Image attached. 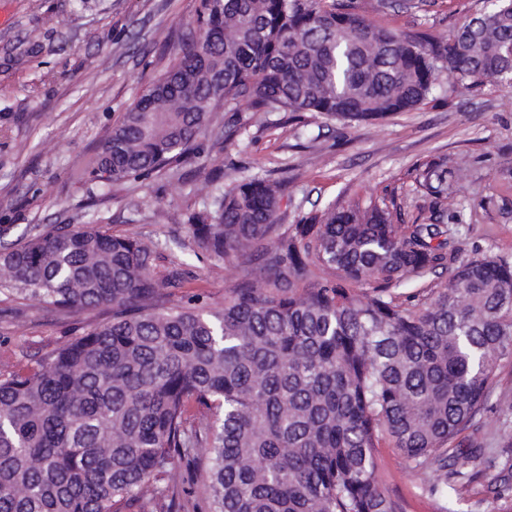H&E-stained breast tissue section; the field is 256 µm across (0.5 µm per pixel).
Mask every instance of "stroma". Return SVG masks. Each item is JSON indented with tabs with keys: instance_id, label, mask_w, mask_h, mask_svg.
I'll return each instance as SVG.
<instances>
[{
	"instance_id": "35a3bbf8",
	"label": "stroma",
	"mask_w": 512,
	"mask_h": 512,
	"mask_svg": "<svg viewBox=\"0 0 512 512\" xmlns=\"http://www.w3.org/2000/svg\"><path fill=\"white\" fill-rule=\"evenodd\" d=\"M366 0L376 26L434 40L479 13L483 0ZM199 0H0V228L6 241L30 229L94 220L113 235L153 241L156 274L184 262L176 301L199 296L221 305L237 278L230 263L196 255L191 212L213 206L207 172L221 187L250 177L283 181L279 221L297 224L331 204L388 203L402 224L428 223L434 195L428 168L448 173L453 204L442 217L459 260L512 262V89L488 80L453 90L440 81L436 101L372 122L312 112H219L201 137L192 167H174L122 185L74 183L70 170L112 127L178 52ZM237 134L222 143L227 122ZM111 315L96 309L48 312L0 294V373L23 371ZM497 385L482 426L463 431L458 448L511 443L512 360L496 367ZM380 481L401 512H512L489 470L465 501L430 494L393 448L379 449ZM207 459L179 467L181 512H208Z\"/></svg>"
}]
</instances>
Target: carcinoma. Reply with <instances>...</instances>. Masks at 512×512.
<instances>
[{"label": "carcinoma", "instance_id": "cac0c4a2", "mask_svg": "<svg viewBox=\"0 0 512 512\" xmlns=\"http://www.w3.org/2000/svg\"><path fill=\"white\" fill-rule=\"evenodd\" d=\"M360 0H199L194 39L71 171L120 185L190 163L212 114L315 112L372 120L465 89L512 87V0L446 42L373 25ZM281 182L241 181L194 211L196 246L243 273L224 306L178 304L156 245L55 224L0 251V294L112 319L25 373L0 377V512H179L162 487L209 459V512H400L376 448L462 498L482 448L469 427L512 357V263L456 262L441 224L389 207H329L278 224ZM453 269L442 285L432 279ZM430 283L399 302L407 282ZM204 406L213 425L190 420Z\"/></svg>", "mask_w": 512, "mask_h": 512}]
</instances>
